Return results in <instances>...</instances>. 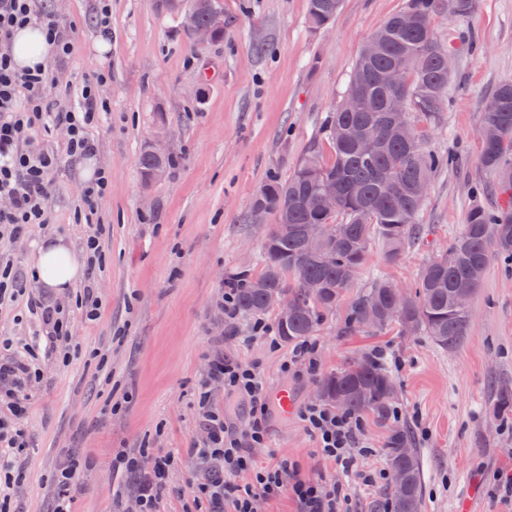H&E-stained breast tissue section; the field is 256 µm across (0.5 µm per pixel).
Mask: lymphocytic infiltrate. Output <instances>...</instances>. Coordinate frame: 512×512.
<instances>
[{"label": "lymphocytic infiltrate", "instance_id": "f902f5d3", "mask_svg": "<svg viewBox=\"0 0 512 512\" xmlns=\"http://www.w3.org/2000/svg\"><path fill=\"white\" fill-rule=\"evenodd\" d=\"M40 23L57 59L70 54V41L64 26L54 15L37 14L33 0H0V198L9 205L0 209V237L29 236L34 225L48 221L50 175L57 165L55 155L31 148L39 132L64 131L67 150L81 157L93 151L89 138L109 104L100 93L105 74L85 79L74 104L52 110L49 102L54 84L51 70L35 67L17 69L8 47L18 29ZM35 314L47 328L49 352L65 354L70 350L71 329L68 312L60 306L38 304ZM34 366L14 356L0 358V408L14 417V425L0 421V453L15 454L26 446V435L17 427L27 404L17 394L19 386L37 378ZM220 384L225 394L248 403L249 419L244 427L229 425L224 412L212 401L211 386ZM198 407L206 436L193 445V455L206 475L191 482L194 500H207L213 512H254L257 497L288 495L296 499L300 512H348L349 497L342 486H324L300 477L295 465L277 459L259 462L253 450L267 441L271 415L262 374L256 364L215 359L198 396ZM308 430L317 440L321 456L336 461L344 471L355 472L364 486H372L371 471L356 470L355 465L369 451L361 444L362 418L355 413L336 410L316 402L307 403L301 413ZM178 461L174 452L142 448L138 452L119 451L113 467L135 479L137 512H157L156 504L167 486ZM233 473L250 474L252 483L241 486L229 482Z\"/></svg>", "mask_w": 512, "mask_h": 512}]
</instances>
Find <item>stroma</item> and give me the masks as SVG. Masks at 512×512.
<instances>
[{
  "mask_svg": "<svg viewBox=\"0 0 512 512\" xmlns=\"http://www.w3.org/2000/svg\"><path fill=\"white\" fill-rule=\"evenodd\" d=\"M97 4L35 0V9L54 14L72 43L69 59L51 65L57 107L73 103L83 78L107 76L102 94L110 110L89 136L112 176L110 190L90 223H75L84 186L78 162L62 133L38 135L34 148L58 159L50 221L29 239L0 238V256L27 276L29 296L66 306L87 290L100 302V317L88 322L71 312L73 354L65 362L45 353L46 329L25 301L0 304V338L12 340L13 355L30 348L40 354V377L22 390L28 446L13 464L23 478L1 485L0 499L11 512H52L53 477L74 457L82 470L73 512H117L114 493L130 484L114 475L113 453L148 446L174 448L181 457L159 512H199L187 488L196 469L191 443L202 434L196 394L210 360L220 356L258 365L267 392L292 401L291 410L272 414L268 445L256 449L257 457L285 458L307 478L343 484L352 512H385L389 484L365 487L322 458L298 415L319 400L322 377L368 357L392 376L400 417L383 424L365 415L363 440L375 454L363 468L386 469L389 437L401 429L423 460L421 512H504L487 489L512 454V415L500 420L492 413L497 389L512 387L511 259L491 256L472 300L469 337L455 350L395 328L346 335L341 307L313 338L319 375L295 379L280 370L290 345L271 347L253 335L252 320L224 315L225 282L260 270L269 224L250 219L252 198L267 177H288L308 152L328 157L321 123L341 100L368 39L406 0H342L333 22L317 31L307 22V0H219L230 23L223 40L202 47L162 0H112L111 49L102 56L93 48ZM432 25L450 44L453 73L441 112L420 129L430 148L456 160L433 178L418 215L423 238L394 261L373 242L360 291L378 278L411 285L460 233L472 188L484 206L498 204L497 176L479 163L477 134L487 96L512 82V0H472L469 14L442 11ZM149 144L175 165L147 185L139 158ZM97 224L106 229L101 268L60 292L30 280L44 238L79 248ZM115 400L125 403L117 413Z\"/></svg>",
  "mask_w": 512,
  "mask_h": 512,
  "instance_id": "35a3bbf8",
  "label": "stroma"
}]
</instances>
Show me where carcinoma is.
Returning a JSON list of instances; mask_svg holds the SVG:
<instances>
[{
	"label": "carcinoma",
	"instance_id": "carcinoma-1",
	"mask_svg": "<svg viewBox=\"0 0 512 512\" xmlns=\"http://www.w3.org/2000/svg\"><path fill=\"white\" fill-rule=\"evenodd\" d=\"M341 0H308V21L313 29L326 28L340 8ZM471 0H407L410 18L399 12L371 36L372 45L361 52L352 73L363 84L362 95L352 103V84L326 116L321 135L331 149V160L316 153L306 156L287 178L269 177L253 197L250 216L261 220L268 215L275 224L262 246L260 272L232 279L237 310L245 316H260L273 310L266 295L274 290L295 308L283 321L276 318V336L288 345L313 336L325 318L336 310L358 279L372 242L384 244L388 256L396 259L420 233L416 218L425 197L418 194L420 183H431L437 171L448 166L449 156L427 147L420 131L410 139L398 128L389 112V100L402 101V119L413 127L436 117L448 91L449 54L438 41L433 17L442 10L464 15ZM400 68L408 81L397 89L382 85L380 74ZM498 99L496 112H482L481 165L498 175L497 194L507 208L490 210L473 201L465 224L448 250L433 257L408 290L404 306L391 305L390 280L379 279L367 291L354 297L348 307L349 333L376 334L393 325L405 333L421 331L442 349L455 350L468 338L471 311L461 307L456 294L476 292L483 280L491 251L512 257V83L499 85L491 94ZM377 139L365 150L356 140L361 132ZM170 156L147 146L140 155L141 175L151 183L153 171L170 169ZM336 185V210L320 205L322 191ZM322 227L312 243L307 229ZM318 284L317 290L308 284ZM322 398L338 410L370 413L378 421L392 416L396 393L392 377L379 364L352 362L327 376L321 383ZM512 411V390L503 387L493 403V412ZM391 470L405 465L416 509H421L423 470L418 449L407 435L393 436L387 448Z\"/></svg>",
	"mask_w": 512,
	"mask_h": 512
}]
</instances>
